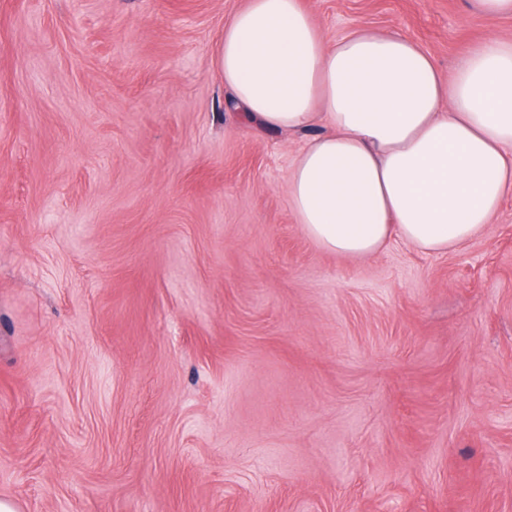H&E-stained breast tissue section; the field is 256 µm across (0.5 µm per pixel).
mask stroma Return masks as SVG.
Segmentation results:
<instances>
[{
    "mask_svg": "<svg viewBox=\"0 0 512 512\" xmlns=\"http://www.w3.org/2000/svg\"><path fill=\"white\" fill-rule=\"evenodd\" d=\"M245 0H0V499L17 512H512V198L356 260L288 202L303 133L224 107ZM441 75L512 17L305 0Z\"/></svg>",
    "mask_w": 512,
    "mask_h": 512,
    "instance_id": "obj_1",
    "label": "stroma"
}]
</instances>
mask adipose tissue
Wrapping results in <instances>:
<instances>
[{"label":"adipose tissue","instance_id":"obj_1","mask_svg":"<svg viewBox=\"0 0 512 512\" xmlns=\"http://www.w3.org/2000/svg\"><path fill=\"white\" fill-rule=\"evenodd\" d=\"M215 64L244 120L311 131L288 201L319 248L367 259L399 238L430 253L481 234L512 197V40L489 37L450 78L408 38L329 39L302 0H246Z\"/></svg>","mask_w":512,"mask_h":512}]
</instances>
